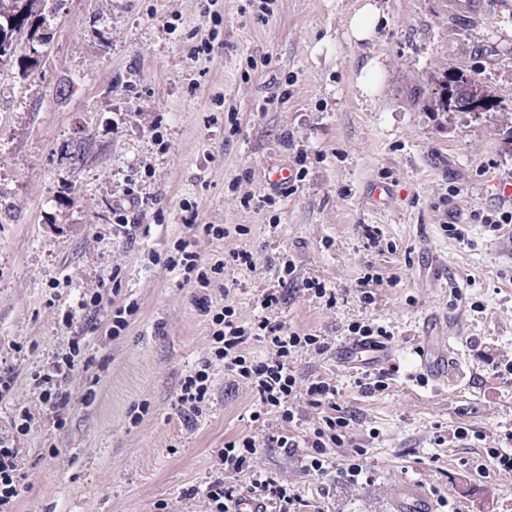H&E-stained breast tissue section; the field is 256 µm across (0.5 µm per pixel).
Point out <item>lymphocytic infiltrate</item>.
Segmentation results:
<instances>
[{
    "mask_svg": "<svg viewBox=\"0 0 512 512\" xmlns=\"http://www.w3.org/2000/svg\"><path fill=\"white\" fill-rule=\"evenodd\" d=\"M197 304L200 311L211 318L214 357L204 360L199 369L185 377L178 396L179 404L196 411L207 402L211 387L210 368L213 360L217 359L223 362L225 371L251 385L256 395L252 420L257 421L264 415L274 413L280 416L282 422L293 423L296 417L298 379L290 360L295 352L302 349L318 355L325 354L331 348L330 342L321 336L291 331L283 322L266 315L255 326L243 327L236 320L232 304H224L220 311H213L212 301L206 295L198 297ZM251 338L265 343L266 356L255 359L242 354L243 344ZM307 394L313 404H327L329 415L323 416L320 426L302 440L277 434L269 436L267 443L273 448L303 447L305 469L322 475L331 467L329 448L341 443L347 421L335 413V384L322 378L314 379L307 387ZM256 455V442L248 436L226 442L219 449L218 458L223 473L207 485L208 512H234L238 493L235 488L224 483L223 475L228 471L246 475L249 479L248 492L263 501L272 512H297L299 498L286 481L272 478L258 470L255 465ZM24 489L19 451L0 440V512H12L14 500Z\"/></svg>",
    "mask_w": 512,
    "mask_h": 512,
    "instance_id": "lymphocytic-infiltrate-1",
    "label": "lymphocytic infiltrate"
}]
</instances>
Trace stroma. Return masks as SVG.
<instances>
[{"mask_svg": "<svg viewBox=\"0 0 512 512\" xmlns=\"http://www.w3.org/2000/svg\"><path fill=\"white\" fill-rule=\"evenodd\" d=\"M380 3L363 42L348 31L359 0H63L35 66L19 38L0 65V369L14 376L0 438L21 449L27 484L14 512H156L161 500L206 512L218 450L245 436L300 512H389L402 476L458 512H512V472L488 455L512 453V375L495 371L512 359V223L479 221L512 214L500 193L512 184V0ZM204 41L210 53L196 55ZM372 59L383 78L367 98L357 77ZM457 75L489 110L441 105ZM279 167L295 174L289 191L270 182ZM379 183L391 194L377 203ZM129 187L139 203L120 226L112 207ZM268 195L275 204H259ZM193 212L224 239L191 234ZM182 239L203 262L225 260L208 293L238 323L267 315L339 345L369 321L392 334L393 372L299 350L288 425L252 421L251 386L217 361L202 415L181 409L180 385L211 345L198 288L164 262ZM242 250L255 270L228 262ZM282 257L295 270L266 312L258 299ZM367 272L379 278L369 305L357 291ZM309 279L334 288L335 304L304 290ZM99 293L107 304L88 308ZM130 302L127 329L111 336L113 304ZM434 319L470 370L463 381L438 387L418 369L415 339ZM76 344L91 364L62 379L71 402L57 417L33 377ZM365 376L384 389L365 392ZM317 377L336 384L348 421L323 475L305 470L301 449L265 445L328 414L305 393ZM459 427L468 439L454 438ZM355 446L367 477L349 486L341 468Z\"/></svg>", "mask_w": 512, "mask_h": 512, "instance_id": "1", "label": "stroma"}]
</instances>
